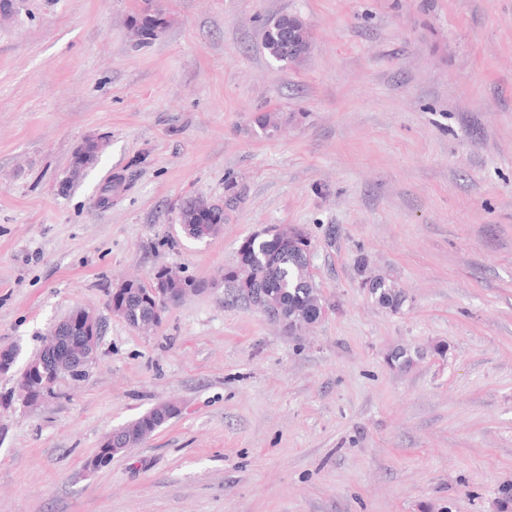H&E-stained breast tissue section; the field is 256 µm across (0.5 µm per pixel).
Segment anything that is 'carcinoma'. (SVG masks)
I'll list each match as a JSON object with an SVG mask.
<instances>
[{
	"label": "carcinoma",
	"instance_id": "cac0c4a2",
	"mask_svg": "<svg viewBox=\"0 0 512 512\" xmlns=\"http://www.w3.org/2000/svg\"><path fill=\"white\" fill-rule=\"evenodd\" d=\"M164 25L159 10L144 9L135 20V27L142 33L145 43L155 36ZM264 49L278 63H294L310 51L312 34L307 23L298 15L282 14L265 26ZM304 112L267 111L253 117L257 131L265 137L275 135L286 122L301 121ZM102 153L98 140L87 139L73 152L70 162V178L75 179L97 164ZM237 184L229 180L225 185L224 201L205 204L203 197H189L179 210V224L186 236L197 240L203 224H224L228 211L236 205L240 193ZM224 282L232 287L236 295L251 303L253 296L261 295L268 309L274 311L273 321L286 332L294 334L320 321L319 314L326 309L325 300L314 283L308 269L306 255L290 249L270 237H250L240 246L234 265L224 272ZM376 304L392 312L402 309L406 296L396 283L383 276H368L362 279ZM123 319L134 330L150 333L162 322L158 316L159 303L144 288L140 280H128L121 296ZM390 366L405 369L414 363L411 351L405 347L393 350L387 356ZM22 376L40 392H53L58 384L67 381L70 375L61 371L45 358L40 351L29 359ZM175 407L157 405L136 420L120 428L122 436L134 444H142L156 430L177 417ZM497 512H512V483L499 489L495 501Z\"/></svg>",
	"mask_w": 512,
	"mask_h": 512
}]
</instances>
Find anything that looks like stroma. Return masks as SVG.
Listing matches in <instances>:
<instances>
[{"label": "stroma", "instance_id": "35a3bbf8", "mask_svg": "<svg viewBox=\"0 0 512 512\" xmlns=\"http://www.w3.org/2000/svg\"><path fill=\"white\" fill-rule=\"evenodd\" d=\"M155 3L143 45L142 0L0 18V349L28 361L79 307L101 321L79 385L25 407L0 375V512H495L512 482V0ZM283 13L312 32L285 66L262 47ZM274 110L306 118L267 138L252 119ZM89 138L101 158L70 181ZM230 178L220 233L184 237L181 202ZM270 226L311 239L314 327L286 334L227 286L150 334L112 314L122 280L210 284ZM367 274L403 289L400 312ZM400 346L420 352L409 368L387 362ZM165 401L179 416L91 467ZM164 25V18L158 9L151 11L146 7L135 20V27L142 33L141 43L154 39L157 33ZM362 285L368 289L376 304L392 312L402 309L406 296L396 283L383 276H368L362 279Z\"/></svg>", "mask_w": 512, "mask_h": 512}]
</instances>
